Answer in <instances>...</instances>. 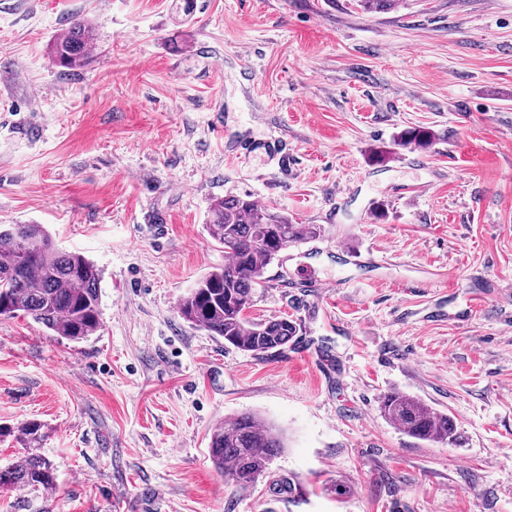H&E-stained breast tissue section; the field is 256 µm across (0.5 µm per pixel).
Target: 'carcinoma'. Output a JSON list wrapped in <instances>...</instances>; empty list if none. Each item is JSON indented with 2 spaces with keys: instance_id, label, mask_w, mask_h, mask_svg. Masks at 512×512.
<instances>
[{
  "instance_id": "carcinoma-1",
  "label": "carcinoma",
  "mask_w": 512,
  "mask_h": 512,
  "mask_svg": "<svg viewBox=\"0 0 512 512\" xmlns=\"http://www.w3.org/2000/svg\"><path fill=\"white\" fill-rule=\"evenodd\" d=\"M96 44L94 27L76 21L53 42L57 63L74 70L85 66ZM206 230L224 246L227 261L197 281L179 303L182 318L224 343L255 355L283 351L297 335L294 321H254L246 314L258 274L288 245L320 234L314 224H295L287 215L237 195L211 203ZM101 270L85 256L60 250L41 224H0V316L23 315L71 342L94 335L101 326ZM382 416L406 435L433 444L458 440L457 424L422 399L391 391L381 397ZM28 447L40 445L43 425L21 427ZM285 447L274 425L257 413H241L212 430L210 457L224 481L246 491L266 475ZM52 464L29 453L0 469V488L24 491L50 488Z\"/></svg>"
}]
</instances>
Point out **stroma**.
<instances>
[{
  "label": "stroma",
  "mask_w": 512,
  "mask_h": 512,
  "mask_svg": "<svg viewBox=\"0 0 512 512\" xmlns=\"http://www.w3.org/2000/svg\"><path fill=\"white\" fill-rule=\"evenodd\" d=\"M182 5L0 0V224L102 271L85 341L0 317V424L41 422L55 467L0 512H512V0ZM74 19L97 44L71 71ZM228 194L321 229L254 290L252 318L297 324L277 355L178 312L224 263L204 224ZM390 391L459 443L385 420ZM244 412L286 446L240 491L209 443ZM94 27L84 21H76L53 42L52 51L57 63L70 70L85 66L96 44ZM379 409L409 437L433 444L454 443L459 438L454 418L436 412L418 397L391 391L381 397Z\"/></svg>",
  "instance_id": "stroma-1"
}]
</instances>
